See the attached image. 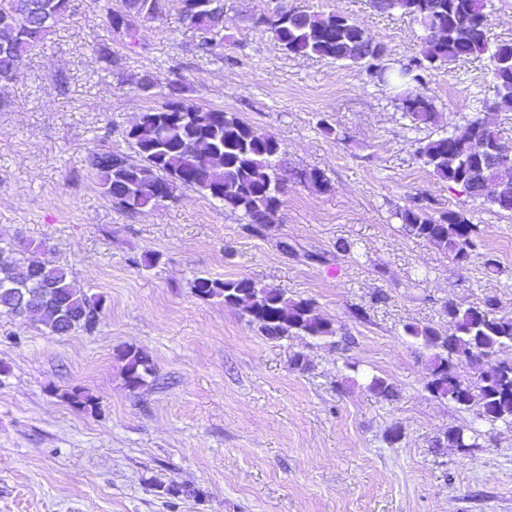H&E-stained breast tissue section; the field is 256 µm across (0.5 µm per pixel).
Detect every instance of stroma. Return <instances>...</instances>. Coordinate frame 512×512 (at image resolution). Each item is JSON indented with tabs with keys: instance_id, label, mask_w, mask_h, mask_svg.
<instances>
[{
	"instance_id": "obj_1",
	"label": "stroma",
	"mask_w": 512,
	"mask_h": 512,
	"mask_svg": "<svg viewBox=\"0 0 512 512\" xmlns=\"http://www.w3.org/2000/svg\"><path fill=\"white\" fill-rule=\"evenodd\" d=\"M284 2L351 17L392 66L420 49L418 25L368 0ZM120 5L70 0L0 87V249L47 242L104 301L91 335L0 316V512H512V426L430 394L427 353L404 332H451L448 302L493 296L512 315V212L470 198L414 155L483 115L486 59L432 71L436 121L416 126L395 89L364 68L289 55L253 26L269 0H224L222 37L207 53L179 0L134 44L109 23L108 8ZM145 75L157 90H139ZM172 81L188 102L280 141L286 192L270 228L250 231L191 190L131 216L83 167L93 148L134 155L126 129ZM312 168L326 188L299 181ZM417 195L478 224L468 264L402 230L395 213ZM150 253L162 261L147 269ZM489 256L498 271L485 267ZM199 274L251 277L311 300L337 334L264 336L222 299H198ZM128 348L155 366L134 391L117 358ZM374 376L394 399L368 390ZM72 387L98 411L62 401ZM459 427L477 431L478 447H436ZM172 484L186 494H163Z\"/></svg>"
}]
</instances>
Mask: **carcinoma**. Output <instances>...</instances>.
I'll use <instances>...</instances> for the list:
<instances>
[{"label": "carcinoma", "instance_id": "carcinoma-1", "mask_svg": "<svg viewBox=\"0 0 512 512\" xmlns=\"http://www.w3.org/2000/svg\"><path fill=\"white\" fill-rule=\"evenodd\" d=\"M161 0H122V9L107 10L112 29L136 41L140 27L162 17ZM220 0H180V14L190 27L203 33H219L224 27ZM379 12L398 11L422 29L419 55L405 67L407 73L391 77L395 87L413 79L421 87L418 97L402 102L414 124L434 120V109L426 94V76L470 56H484L492 77V98L497 110H512V42L491 43L487 36L486 0H369ZM34 0H5L0 5V85L14 80L27 53L43 42L63 21L67 9L46 18L36 12ZM273 34L293 56H316L345 65H361L371 72L380 67L386 47L374 42L349 16L332 11L316 14L278 6L248 18ZM136 118L126 138L137 157L110 149H93L83 165L93 173L102 192L121 211L140 214L156 208L153 193L172 202L183 189H192L241 213L253 231L270 227L284 193L281 174V144L276 137L242 121L233 112L203 109L173 98ZM505 132L484 117L469 119L450 137L442 133L419 145L416 158L439 178L460 186L475 200L499 205L500 197L512 199V172L499 167L490 148ZM403 230L448 251L459 263L466 262L477 247L479 230L461 213L448 210L434 215L427 199L417 196L396 212ZM21 259L0 257V314L14 315L8 291L18 284L34 296L22 319L59 334L97 329L101 299L88 296L72 270L49 257L44 242L30 245ZM193 294L207 301L224 300V306L239 310L248 322L272 339L309 336L315 339L337 334L334 324L314 313L307 299H292L268 283L249 277L221 280L200 274L191 283ZM444 312L454 327L445 335L429 326L407 325L406 335L430 351L426 389L460 409H469L470 389L478 385V416L488 421L512 423V362L492 363L502 348L512 347V315L499 312L496 298L481 306L450 303ZM127 386L137 390L154 374V363L139 349L118 353ZM467 365L475 380L466 381L459 368ZM368 389L383 399L395 396L393 386L381 377L371 378ZM65 402L82 409L94 403L79 389L59 394ZM472 436L461 428L437 437L434 447L473 448Z\"/></svg>", "mask_w": 512, "mask_h": 512}]
</instances>
